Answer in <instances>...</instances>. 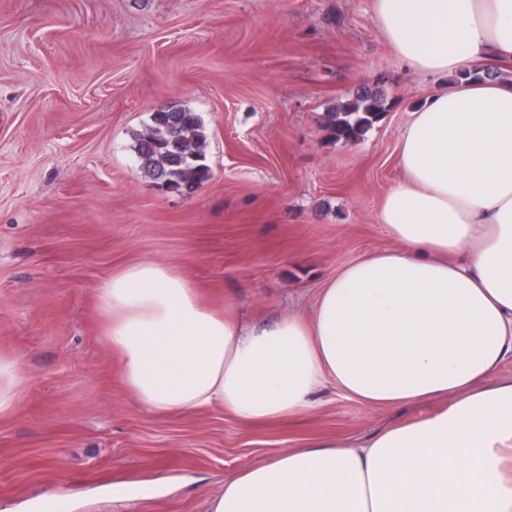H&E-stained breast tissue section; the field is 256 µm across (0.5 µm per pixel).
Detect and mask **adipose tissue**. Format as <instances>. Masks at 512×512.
I'll return each instance as SVG.
<instances>
[{
  "instance_id": "1",
  "label": "adipose tissue",
  "mask_w": 512,
  "mask_h": 512,
  "mask_svg": "<svg viewBox=\"0 0 512 512\" xmlns=\"http://www.w3.org/2000/svg\"><path fill=\"white\" fill-rule=\"evenodd\" d=\"M413 69L448 89L412 112L402 181L378 222L393 247L345 265L310 316L257 329L205 307L169 263L139 261L94 303L122 382L147 412L221 407L242 421L312 409L324 385L365 408L438 403L364 439L275 448L208 512H512V0H372Z\"/></svg>"
}]
</instances>
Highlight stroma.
Masks as SVG:
<instances>
[{"label":"stroma","instance_id":"obj_1","mask_svg":"<svg viewBox=\"0 0 512 512\" xmlns=\"http://www.w3.org/2000/svg\"><path fill=\"white\" fill-rule=\"evenodd\" d=\"M447 84L399 59L372 0H0V356L23 376L0 416V512H207L271 449L425 415L330 386L277 421L148 414L93 296L155 260L256 327L310 314L336 271L391 246L378 212L403 178L401 133ZM364 87L383 116L328 141L327 108ZM169 105L207 135L210 176L184 194L134 151Z\"/></svg>","mask_w":512,"mask_h":512}]
</instances>
